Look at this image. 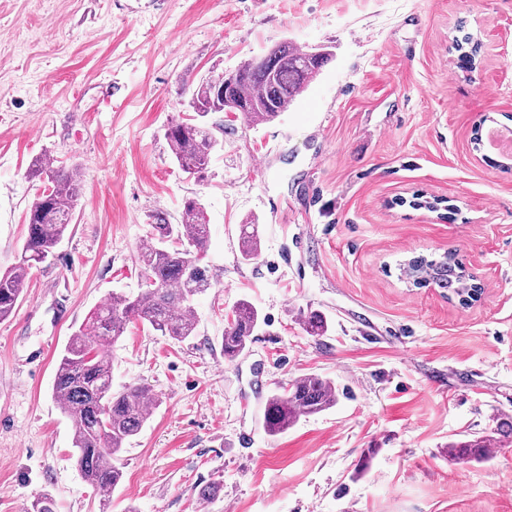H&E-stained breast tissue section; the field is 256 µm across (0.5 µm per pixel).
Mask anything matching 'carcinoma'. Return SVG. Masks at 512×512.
I'll use <instances>...</instances> for the list:
<instances>
[{
    "label": "carcinoma",
    "instance_id": "1",
    "mask_svg": "<svg viewBox=\"0 0 512 512\" xmlns=\"http://www.w3.org/2000/svg\"><path fill=\"white\" fill-rule=\"evenodd\" d=\"M458 58L475 64L478 40L467 33L456 41ZM332 53L323 47L315 54L285 41L267 53L241 63L224 83V96L214 94L207 78H199L189 107L194 115L170 123L165 136L179 168L190 176L206 169L218 145L214 129L201 122L211 112L241 111L250 125L270 123L288 110ZM31 176L44 184L30 207L18 262L0 272V321L9 318L27 283L30 270L53 255L67 234L72 215L82 196V184L74 172L45 155L34 161ZM210 225L204 207L196 199L185 201L177 224H152L137 248L141 290L135 295L114 293L95 309L86 323L69 337L57 366L52 396L71 422L75 463L84 480L97 492L114 489L122 476L120 453L147 421L149 408L158 398L144 384L112 388V358L105 348L116 344L129 324L139 322L153 331L183 342L195 335L194 300L213 286L206 263ZM240 254L251 261L260 252L256 224L239 228ZM407 268L417 283L430 281L448 292L459 304L475 299L480 285L468 274L457 256L449 252L437 259L412 257ZM305 331L320 336L328 330L326 319L316 311L302 315ZM260 323L254 304L241 300L224 325V358L236 360L247 349ZM336 404L335 385L316 374L305 375L267 396L264 426L271 435L286 431L300 418L324 412ZM490 438L478 437L448 444V457L488 459Z\"/></svg>",
    "mask_w": 512,
    "mask_h": 512
}]
</instances>
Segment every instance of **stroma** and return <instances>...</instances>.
Segmentation results:
<instances>
[{
    "instance_id": "obj_1",
    "label": "stroma",
    "mask_w": 512,
    "mask_h": 512,
    "mask_svg": "<svg viewBox=\"0 0 512 512\" xmlns=\"http://www.w3.org/2000/svg\"><path fill=\"white\" fill-rule=\"evenodd\" d=\"M481 40L473 68L453 49ZM334 56L287 112L223 125L207 169L183 173L165 131L191 84L282 41ZM512 113V0H0V271L17 260L50 154L82 180L69 232L0 322V512L48 494L100 512L51 396L69 336L113 293L136 294L137 247L199 199L214 286L177 342L131 324L113 385L159 398L121 454L110 512H512V443L463 464L449 443L512 416V164L474 152L483 118ZM445 196L453 212L410 206ZM259 226L245 262L239 226ZM456 252L484 292L461 307L402 274ZM262 321L235 361L239 300ZM327 319L312 337L300 314ZM308 374L336 404L284 433L266 397ZM220 491L204 500L199 488Z\"/></svg>"
}]
</instances>
